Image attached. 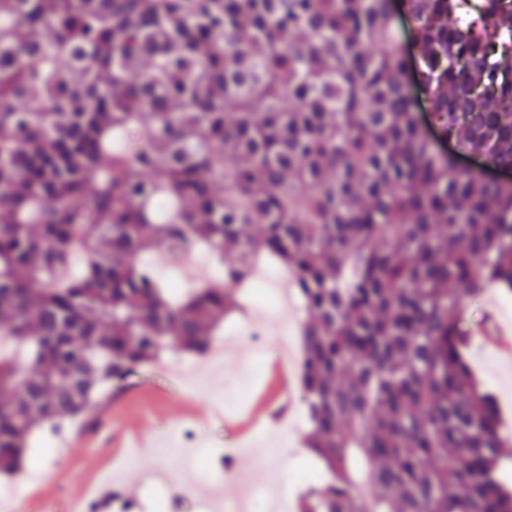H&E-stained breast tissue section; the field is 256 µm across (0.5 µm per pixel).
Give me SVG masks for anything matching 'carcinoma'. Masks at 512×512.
Returning <instances> with one entry per match:
<instances>
[{
  "label": "carcinoma",
  "instance_id": "cac0c4a2",
  "mask_svg": "<svg viewBox=\"0 0 512 512\" xmlns=\"http://www.w3.org/2000/svg\"><path fill=\"white\" fill-rule=\"evenodd\" d=\"M0 0V472L165 352L203 353L259 257L308 319L322 463L297 512H512L499 414L460 349L512 291V0ZM203 248L182 293L142 257Z\"/></svg>",
  "mask_w": 512,
  "mask_h": 512
}]
</instances>
